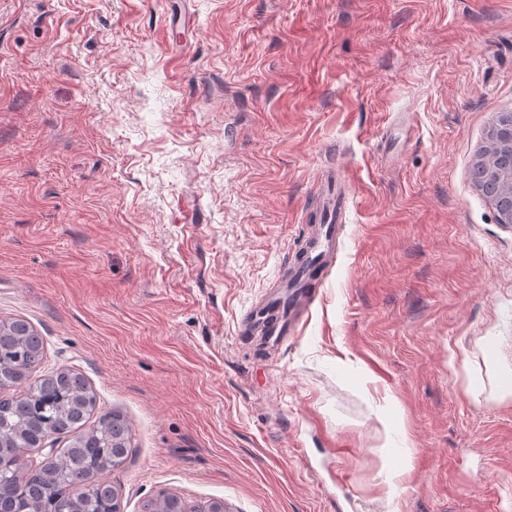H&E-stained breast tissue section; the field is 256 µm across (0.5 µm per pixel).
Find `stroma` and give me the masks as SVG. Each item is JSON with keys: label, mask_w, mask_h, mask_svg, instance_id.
<instances>
[{"label": "stroma", "mask_w": 512, "mask_h": 512, "mask_svg": "<svg viewBox=\"0 0 512 512\" xmlns=\"http://www.w3.org/2000/svg\"><path fill=\"white\" fill-rule=\"evenodd\" d=\"M503 112L512 0H0V319L130 422L120 512H512ZM508 122L500 121L493 129L487 150L484 149L478 156L477 163L481 174L478 180L486 188L496 187L501 195L507 197L508 206L502 207L499 203L497 217L501 224H512V113ZM475 180H477L474 172ZM347 195L348 191H344L343 194L338 193L336 198L335 190V194L329 199L331 207L327 212L326 223L323 224L324 226L321 229V233H323L327 241L333 239L340 229V226L337 224L342 222L341 216L346 208ZM319 238L315 237L308 246V249L303 256L302 260L295 267L294 273L291 276L292 288H296L298 284L306 280L310 274L311 267L318 262L322 252L313 256V254L320 248ZM314 263L311 266V263ZM148 506H152L154 509L153 512H181L180 510L183 508L184 504L178 496L167 494L162 498L157 496L154 499L145 501L141 505V512ZM183 512H224V503L211 502L198 508L184 506Z\"/></svg>", "instance_id": "obj_1"}]
</instances>
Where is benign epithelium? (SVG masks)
<instances>
[{
    "mask_svg": "<svg viewBox=\"0 0 512 512\" xmlns=\"http://www.w3.org/2000/svg\"><path fill=\"white\" fill-rule=\"evenodd\" d=\"M477 163L478 180L489 188H499L508 199V206L498 207V221L512 224V113L508 121L498 122L493 129L489 146L478 156Z\"/></svg>",
    "mask_w": 512,
    "mask_h": 512,
    "instance_id": "obj_1",
    "label": "benign epithelium"
}]
</instances>
